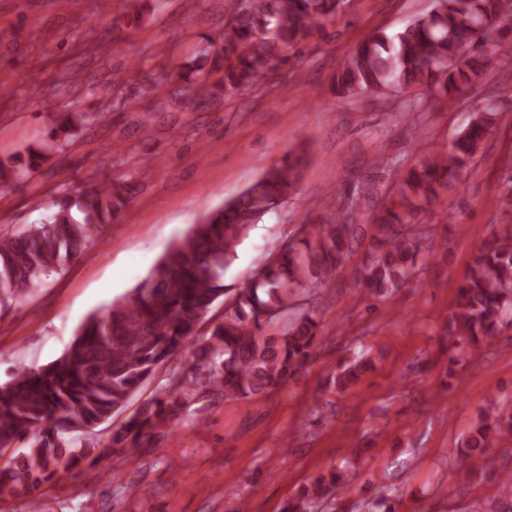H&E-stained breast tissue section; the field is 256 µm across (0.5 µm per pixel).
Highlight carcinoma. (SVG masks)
<instances>
[{
    "mask_svg": "<svg viewBox=\"0 0 512 512\" xmlns=\"http://www.w3.org/2000/svg\"><path fill=\"white\" fill-rule=\"evenodd\" d=\"M349 0H228L229 17L218 51L197 47L195 82L230 96L286 62L344 13ZM512 9V0H435L430 14L390 35L372 32L355 44L336 73L338 96L429 90L453 98L460 86L485 73L491 62L481 54L486 30ZM497 116L493 103L477 107L450 147L420 158L401 176L396 190L371 221L370 247L356 264L355 283L380 297L413 281L417 257L437 248L431 227L412 223L434 213L441 198L458 190ZM83 113H60L50 135L36 147L0 158V181L39 169L67 145ZM306 165L302 150L288 153L240 194L205 214L161 255L149 274L102 315L92 314L55 361L37 371L20 370L0 386V493H30L55 481L97 448L109 453L150 448L170 425L207 395L247 400L284 383L310 357L317 335L313 315L299 316L270 336L265 329L288 310L299 287L318 290L342 267L357 242L359 210H336L332 224L299 230L298 241L282 245L263 270L249 277L225 302L222 319L198 331L215 302L228 291L224 275L250 228L298 191ZM132 187L99 182L65 191L51 202L50 216L0 234V307L8 306L44 276L77 258L95 228L126 207ZM512 317V213L473 256L448 312L444 336L456 357L475 359ZM182 371L157 386L155 394L112 432L101 446L95 429L112 420L131 396L170 357ZM369 359L346 364L336 388L346 390ZM512 436V404L472 429L464 447L475 463L462 478L489 481L473 512H512V478L494 477L497 461L489 449ZM22 456L7 454L19 441ZM351 475L332 470L289 499L282 512H310L327 493H339Z\"/></svg>",
    "mask_w": 512,
    "mask_h": 512,
    "instance_id": "carcinoma-1",
    "label": "carcinoma"
}]
</instances>
